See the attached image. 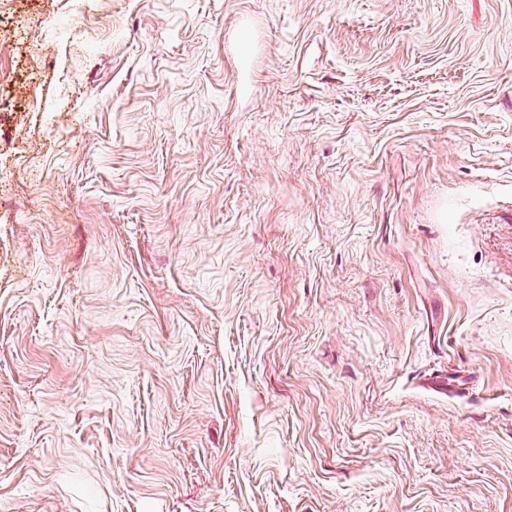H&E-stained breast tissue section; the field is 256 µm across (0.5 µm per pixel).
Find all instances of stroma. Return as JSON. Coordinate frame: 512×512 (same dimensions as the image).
I'll use <instances>...</instances> for the list:
<instances>
[{
	"mask_svg": "<svg viewBox=\"0 0 512 512\" xmlns=\"http://www.w3.org/2000/svg\"><path fill=\"white\" fill-rule=\"evenodd\" d=\"M78 1L0 0V512H512V0Z\"/></svg>",
	"mask_w": 512,
	"mask_h": 512,
	"instance_id": "35a3bbf8",
	"label": "stroma"
}]
</instances>
